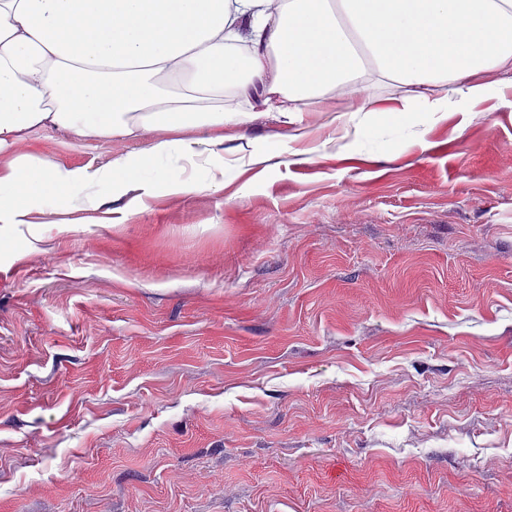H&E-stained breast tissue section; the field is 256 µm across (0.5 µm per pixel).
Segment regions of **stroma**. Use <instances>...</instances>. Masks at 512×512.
<instances>
[{"instance_id":"1","label":"stroma","mask_w":512,"mask_h":512,"mask_svg":"<svg viewBox=\"0 0 512 512\" xmlns=\"http://www.w3.org/2000/svg\"><path fill=\"white\" fill-rule=\"evenodd\" d=\"M483 79L411 123L259 112L220 186L164 154L0 223V512H512V89Z\"/></svg>"}]
</instances>
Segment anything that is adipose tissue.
<instances>
[{
	"label": "adipose tissue",
	"mask_w": 512,
	"mask_h": 512,
	"mask_svg": "<svg viewBox=\"0 0 512 512\" xmlns=\"http://www.w3.org/2000/svg\"><path fill=\"white\" fill-rule=\"evenodd\" d=\"M490 68L512 73V0H0V222L125 188L174 147L223 171L224 127L253 103L288 125L333 90L373 112L377 80L405 87L403 118L473 112L498 94ZM34 129L162 138L97 174L13 155Z\"/></svg>",
	"instance_id": "ef3b65f1"
}]
</instances>
